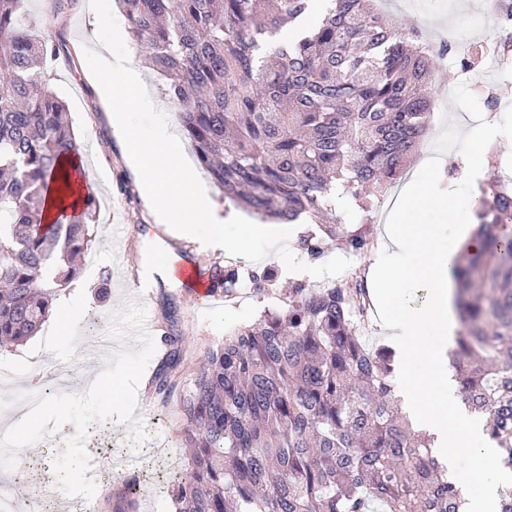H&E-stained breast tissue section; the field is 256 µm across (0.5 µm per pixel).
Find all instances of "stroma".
<instances>
[{"label":"stroma","instance_id":"35a3bbf8","mask_svg":"<svg viewBox=\"0 0 512 512\" xmlns=\"http://www.w3.org/2000/svg\"><path fill=\"white\" fill-rule=\"evenodd\" d=\"M409 8L416 11L424 28L440 19L461 39L478 41L491 33L485 23L484 9L464 8L463 0H389L383 12L396 18ZM22 17L31 35L50 34L58 48L56 58L45 65V77L68 105L77 138L85 146V169L95 195L101 200L92 221L96 239L93 252L99 257V265L93 270H82L79 275L85 283L82 290L70 286L58 297L62 303L80 298L83 317L93 318L96 328L90 331L86 326H79L65 356H57L58 346L52 340L34 338L22 348L1 352L0 365L13 369L17 385L82 393L87 389L84 355L96 346L100 335L107 333L110 313L126 304L125 290L117 280L111 279V272L124 266L130 275L137 277L167 263L189 265L206 276L211 267L230 264L231 259L194 239L169 237L154 224L150 209L139 192V178L128 166L112 133L107 118L109 106L101 98L99 85L84 59L85 49L97 51L101 48L97 40L98 27L93 22L94 12L88 0H73L57 20L51 19L45 0H23ZM460 54V48L456 47L448 56L436 57L435 85L441 87L451 82L455 88L445 103L437 104L432 114L430 135L418 157L412 159L404 181L394 183L391 197L378 203L374 210L371 219L373 247L365 254L351 258L352 270L366 277L367 288L375 286L374 280L368 277L369 268L380 259L388 243V225L420 221L437 224L441 221L439 213L423 214L407 205H393L392 200L400 196L405 180L412 179L423 185L437 179L442 186L459 195H469L472 186L463 180L455 160L461 147L459 131L467 128L477 132L492 120L502 135L512 139V66L493 62L477 68L473 78L469 79L455 67ZM489 93L498 100L492 111L485 107V96ZM105 275L109 276L110 282L108 300L103 303L98 293L101 278ZM169 298L177 305L175 319L171 322L166 321L163 311ZM199 301L194 289L185 284L161 280L146 304L160 328H174L182 336V349L192 369L199 365L207 348L222 342L225 335L253 323L265 309L283 305L280 292L259 291L249 286L205 310L200 309ZM141 419L148 433L142 445H134L131 428L117 419L112 422L111 434L95 438L88 473L96 485L94 499L97 504H104L114 483L122 482L125 464L133 461L137 464L142 490L137 497V512H174L169 489L187 463L180 446L177 403L173 400L165 406L154 403L152 409L142 411ZM74 433V425L67 424L58 433L48 434L28 445L22 459L33 484H47L54 472L52 446L57 437L69 438Z\"/></svg>","mask_w":512,"mask_h":512}]
</instances>
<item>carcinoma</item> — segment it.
<instances>
[{
	"instance_id": "1",
	"label": "carcinoma",
	"mask_w": 512,
	"mask_h": 512,
	"mask_svg": "<svg viewBox=\"0 0 512 512\" xmlns=\"http://www.w3.org/2000/svg\"><path fill=\"white\" fill-rule=\"evenodd\" d=\"M137 49L167 82L197 161L224 202L265 221L314 225L298 249L373 246L374 197L404 173L428 133L433 49L398 34L375 0H324L319 25L266 52L310 12V0H116ZM20 0H0V348L53 315L94 236L98 205L45 222L50 185L79 154L65 102L44 82L56 48L22 31ZM363 212L348 224L336 183ZM478 248L452 267L461 321L453 360L465 403L488 416L512 468V178L480 186ZM211 277L233 296L239 269ZM280 287L272 269L249 276ZM285 305L209 349L179 397L190 465L172 485L177 512H461L429 440L392 396L390 353L359 336L361 277L312 288L291 280ZM153 380L168 403L183 369L182 336ZM131 477L107 512H135Z\"/></svg>"
}]
</instances>
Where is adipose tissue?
I'll use <instances>...</instances> for the list:
<instances>
[{
	"instance_id": "obj_1",
	"label": "adipose tissue",
	"mask_w": 512,
	"mask_h": 512,
	"mask_svg": "<svg viewBox=\"0 0 512 512\" xmlns=\"http://www.w3.org/2000/svg\"><path fill=\"white\" fill-rule=\"evenodd\" d=\"M498 140L499 131L492 122L481 131L465 132L462 164L469 179L484 178L486 148ZM405 197L418 209L452 216L453 224L446 237L437 224H393L388 228V254L375 274L374 299L380 309V326L399 342L409 361L426 366L420 377L402 373L395 395L414 427L433 436L436 449L443 452L446 469H453L463 454L474 461L480 482L470 512H500L503 494L512 489V471L496 466L498 448L487 430L486 418L468 410L445 359L457 330L448 273L459 251L476 244L470 233L476 221V198L440 195L435 185L411 183L405 187ZM416 283L428 284L435 292L421 309L409 308L404 302L405 291Z\"/></svg>"
}]
</instances>
